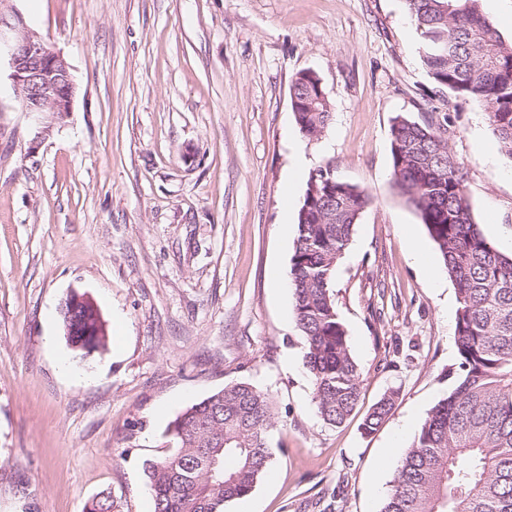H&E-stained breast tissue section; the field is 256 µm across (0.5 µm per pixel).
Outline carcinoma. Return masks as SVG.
<instances>
[{
    "instance_id": "obj_1",
    "label": "carcinoma",
    "mask_w": 512,
    "mask_h": 512,
    "mask_svg": "<svg viewBox=\"0 0 512 512\" xmlns=\"http://www.w3.org/2000/svg\"><path fill=\"white\" fill-rule=\"evenodd\" d=\"M429 77L482 106L503 155L512 161V43L479 12L477 0H406ZM295 121L324 133L331 104L313 72L295 75ZM395 185L419 213L456 290L458 377L429 411L401 456L380 512H512V256L498 251L473 220L465 178L433 124L398 115L390 128ZM368 192L330 168L308 175L297 213L289 287L312 403L330 426L342 424L361 395L362 372L349 351L331 282ZM82 352L99 336H71ZM390 392L367 413L376 432L394 406ZM275 424L272 395L248 382L212 393L167 428L169 453L144 462L154 512H226L269 472ZM84 512H120L102 492Z\"/></svg>"
}]
</instances>
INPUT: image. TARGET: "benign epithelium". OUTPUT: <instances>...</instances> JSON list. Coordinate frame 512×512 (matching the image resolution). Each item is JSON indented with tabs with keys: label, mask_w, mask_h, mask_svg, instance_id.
<instances>
[{
	"label": "benign epithelium",
	"mask_w": 512,
	"mask_h": 512,
	"mask_svg": "<svg viewBox=\"0 0 512 512\" xmlns=\"http://www.w3.org/2000/svg\"><path fill=\"white\" fill-rule=\"evenodd\" d=\"M8 60L16 98L23 110L48 114L52 119L72 112L76 85L64 57L49 49L22 14L0 0V57ZM68 336H104L106 326L91 299L69 293L61 303Z\"/></svg>",
	"instance_id": "obj_1"
}]
</instances>
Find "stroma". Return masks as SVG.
I'll list each match as a JSON object with an SVG mask.
<instances>
[{
    "label": "stroma",
    "instance_id": "35a3bbf8",
    "mask_svg": "<svg viewBox=\"0 0 512 512\" xmlns=\"http://www.w3.org/2000/svg\"><path fill=\"white\" fill-rule=\"evenodd\" d=\"M70 65V115L22 111L0 61V512H83L110 492L151 512L143 463L224 385L269 391L273 475L226 512H380L406 449L453 387L456 292L414 261L439 251L394 185L390 125H443L475 222L512 241V168L486 113L423 67L406 0H12ZM332 106L304 137L296 73ZM331 167L371 196L332 288L361 399L336 427L311 402L287 287L305 182ZM90 296L104 351L65 336ZM397 390L381 428L373 404ZM60 312L65 323V336L79 346V351L87 355L99 349L106 336V326L100 312L88 296L70 292L62 301ZM78 313L83 315L80 325L75 320ZM394 397V391L389 394L385 393L370 409L361 424V430L364 435H371L379 429L394 406Z\"/></svg>",
    "mask_w": 512,
    "mask_h": 512
}]
</instances>
